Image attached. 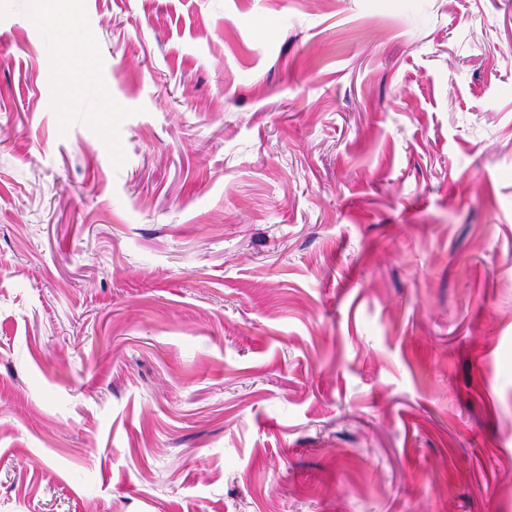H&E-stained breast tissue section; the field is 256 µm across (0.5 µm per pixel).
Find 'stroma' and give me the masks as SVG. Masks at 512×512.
<instances>
[{
    "instance_id": "obj_1",
    "label": "stroma",
    "mask_w": 512,
    "mask_h": 512,
    "mask_svg": "<svg viewBox=\"0 0 512 512\" xmlns=\"http://www.w3.org/2000/svg\"><path fill=\"white\" fill-rule=\"evenodd\" d=\"M31 3L0 512H512V0Z\"/></svg>"
}]
</instances>
